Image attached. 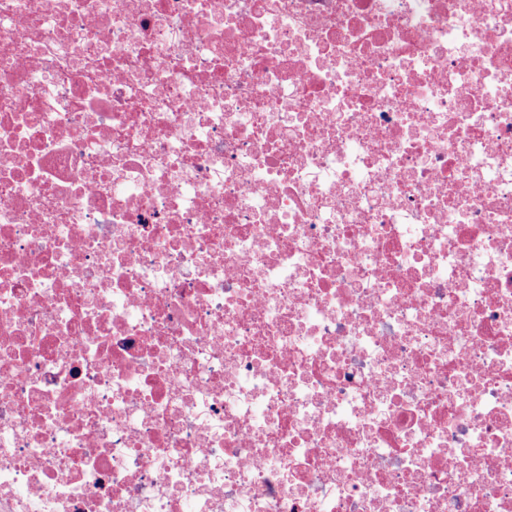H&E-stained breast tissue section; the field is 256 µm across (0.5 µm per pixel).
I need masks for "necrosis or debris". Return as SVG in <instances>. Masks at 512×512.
I'll use <instances>...</instances> for the list:
<instances>
[{
    "instance_id": "1",
    "label": "necrosis or debris",
    "mask_w": 512,
    "mask_h": 512,
    "mask_svg": "<svg viewBox=\"0 0 512 512\" xmlns=\"http://www.w3.org/2000/svg\"><path fill=\"white\" fill-rule=\"evenodd\" d=\"M0 512H512V0H0Z\"/></svg>"
}]
</instances>
